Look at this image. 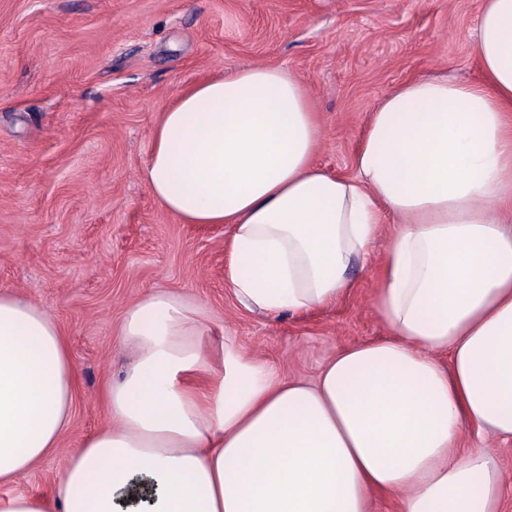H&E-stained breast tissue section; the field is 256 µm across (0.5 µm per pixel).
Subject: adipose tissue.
<instances>
[{
    "instance_id": "ef3b65f1",
    "label": "adipose tissue",
    "mask_w": 512,
    "mask_h": 512,
    "mask_svg": "<svg viewBox=\"0 0 512 512\" xmlns=\"http://www.w3.org/2000/svg\"><path fill=\"white\" fill-rule=\"evenodd\" d=\"M481 78L399 84L342 177L316 162L322 127L280 67L181 91L152 129L142 178L184 224H224V285L246 309L335 304L392 218L374 304L392 335L349 347L316 381L287 379L204 308L151 291L121 336L135 357L52 499L0 512H501L502 481L460 427L512 439V0H480ZM207 378L205 389L193 377ZM73 363L41 307L0 294V485L57 448Z\"/></svg>"
}]
</instances>
